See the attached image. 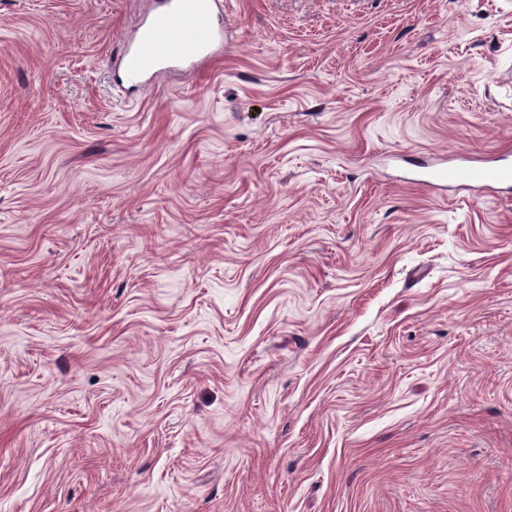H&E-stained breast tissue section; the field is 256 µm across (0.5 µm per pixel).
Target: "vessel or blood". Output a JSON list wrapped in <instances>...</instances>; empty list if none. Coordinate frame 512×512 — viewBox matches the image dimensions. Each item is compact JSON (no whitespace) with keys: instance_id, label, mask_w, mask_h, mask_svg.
<instances>
[{"instance_id":"1","label":"vessel or blood","mask_w":512,"mask_h":512,"mask_svg":"<svg viewBox=\"0 0 512 512\" xmlns=\"http://www.w3.org/2000/svg\"><path fill=\"white\" fill-rule=\"evenodd\" d=\"M226 44L222 0H162L128 39L122 55L126 80L145 83L159 71H194L221 56ZM425 183L495 187L512 183V158L466 160L423 171Z\"/></svg>"}]
</instances>
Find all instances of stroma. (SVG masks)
Masks as SVG:
<instances>
[{
  "mask_svg": "<svg viewBox=\"0 0 512 512\" xmlns=\"http://www.w3.org/2000/svg\"><path fill=\"white\" fill-rule=\"evenodd\" d=\"M0 0V512H512V0ZM125 42V79L143 84L159 71H194L224 53L221 0H161ZM509 155H501L490 162H463L439 166L422 171V179L417 182L448 185L461 184L465 186L495 187L512 183V161Z\"/></svg>",
  "mask_w": 512,
  "mask_h": 512,
  "instance_id": "35a3bbf8",
  "label": "stroma"
}]
</instances>
